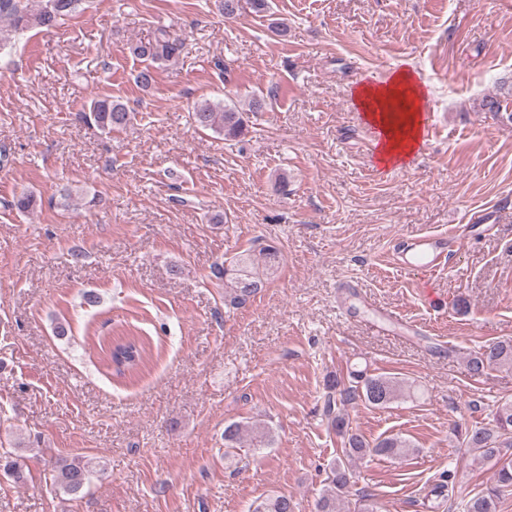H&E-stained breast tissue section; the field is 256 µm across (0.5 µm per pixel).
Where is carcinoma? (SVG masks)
Segmentation results:
<instances>
[{"instance_id": "1", "label": "carcinoma", "mask_w": 512, "mask_h": 512, "mask_svg": "<svg viewBox=\"0 0 512 512\" xmlns=\"http://www.w3.org/2000/svg\"><path fill=\"white\" fill-rule=\"evenodd\" d=\"M86 0H0V59L10 55L14 39L30 30L56 27L60 22L85 10ZM183 42L174 38L164 27L155 29L146 43L129 47L137 58L151 61L170 60L178 56ZM483 107L495 117L512 123V111L498 97L483 100ZM85 121L99 130L110 133L126 128L134 113L119 100L107 95L91 101L89 110L82 113ZM195 127L200 132L211 131L227 141L245 135L247 124L244 112L237 106L204 101L193 112ZM279 248L261 247L256 253H243L212 267V276L224 282V301L241 306L264 287L281 264ZM151 357L144 339L133 333L117 336L108 343L105 360L115 376L128 378L138 374ZM492 369L512 370V339L494 341L483 346L467 360L470 376L479 378ZM418 398L415 383H408L384 374H370L368 369H353L348 383L334 379L328 384L322 411L331 429L342 438L343 447L326 471L325 489L316 502V512H377L374 498L363 494L355 502L346 500L353 478V465L358 460L381 456L402 459L415 451L410 441L399 434L369 443L352 427L346 407L362 401L368 406L384 408L400 398ZM461 447L474 453L473 463L494 469L493 479L463 504L464 512H499L500 500L512 490V400L497 406L493 422L483 426L465 427L457 431ZM250 448H267L273 443L272 427L261 420L233 422L224 428L225 454L241 444ZM0 471L16 481L24 479V457L13 452L0 454ZM94 475L92 460L83 456H65L56 460L52 483L56 490L76 496L90 484ZM456 471L450 470L432 489L438 497H452ZM250 512H293L292 499L273 493L251 504Z\"/></svg>"}]
</instances>
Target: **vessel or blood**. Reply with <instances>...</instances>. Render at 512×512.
Masks as SVG:
<instances>
[{
  "instance_id": "vessel-or-blood-1",
  "label": "vessel or blood",
  "mask_w": 512,
  "mask_h": 512,
  "mask_svg": "<svg viewBox=\"0 0 512 512\" xmlns=\"http://www.w3.org/2000/svg\"><path fill=\"white\" fill-rule=\"evenodd\" d=\"M458 241L454 228L446 233L405 236L395 251L396 260L401 270L434 273L446 267L450 249Z\"/></svg>"
}]
</instances>
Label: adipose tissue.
Returning a JSON list of instances; mask_svg holds the SVG:
<instances>
[{"instance_id": "adipose-tissue-1", "label": "adipose tissue", "mask_w": 512, "mask_h": 512, "mask_svg": "<svg viewBox=\"0 0 512 512\" xmlns=\"http://www.w3.org/2000/svg\"><path fill=\"white\" fill-rule=\"evenodd\" d=\"M352 96L365 122L380 134L377 163L385 168L406 164L419 146L428 99L415 69L402 67L381 84L361 83Z\"/></svg>"}]
</instances>
